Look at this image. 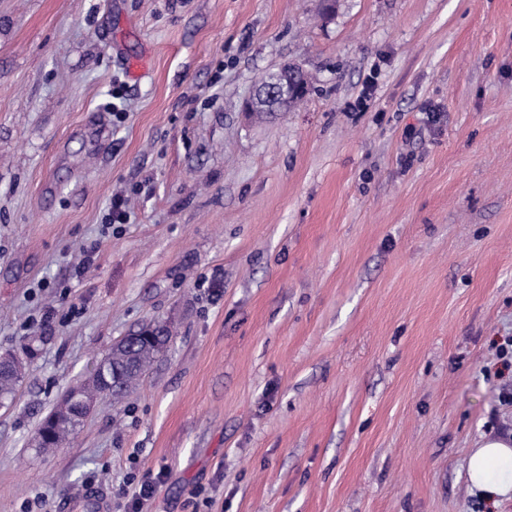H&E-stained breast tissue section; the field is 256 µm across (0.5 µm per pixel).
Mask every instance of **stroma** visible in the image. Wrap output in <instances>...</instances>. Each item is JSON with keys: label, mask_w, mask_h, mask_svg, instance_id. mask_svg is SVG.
<instances>
[{"label": "stroma", "mask_w": 512, "mask_h": 512, "mask_svg": "<svg viewBox=\"0 0 512 512\" xmlns=\"http://www.w3.org/2000/svg\"><path fill=\"white\" fill-rule=\"evenodd\" d=\"M138 62V75L129 65ZM294 62L311 90L247 115ZM124 224L108 220L113 196ZM172 339L62 447L122 337ZM512 0H0V512H512ZM16 354V353H15ZM26 365L20 355L16 354L11 368L0 370V405L4 406L10 401L16 386L21 381ZM81 426L80 419H77L70 411L52 414L44 424L42 420L36 431L38 433L35 442H37L39 447L37 449L45 450L57 447L60 442L76 434ZM48 429L51 431L50 436L46 434ZM512 445L508 440L486 438L473 448L467 460V475L484 499L496 501L512 492ZM169 475L170 471L167 468L160 469L156 474H145L134 487L131 497H129L130 490L123 488V497H129L124 505V512H151L157 488ZM107 499L97 491L86 490L78 498L65 497L57 506V512H108Z\"/></svg>", "instance_id": "1"}]
</instances>
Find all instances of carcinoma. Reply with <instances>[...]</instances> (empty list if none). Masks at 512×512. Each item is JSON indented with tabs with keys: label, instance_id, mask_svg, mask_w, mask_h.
<instances>
[{
	"label": "carcinoma",
	"instance_id": "1",
	"mask_svg": "<svg viewBox=\"0 0 512 512\" xmlns=\"http://www.w3.org/2000/svg\"><path fill=\"white\" fill-rule=\"evenodd\" d=\"M145 333L150 338H138L134 345L125 340L114 346L112 352L98 364L92 383L83 387L76 384L72 390L84 394L91 392L113 401L122 399L150 364L163 353L171 339L169 331L164 327L147 328ZM25 368V362L17 356L12 367L0 370L1 406L11 400ZM80 428L81 421L71 412L54 413L38 427L35 442L41 450L55 448Z\"/></svg>",
	"mask_w": 512,
	"mask_h": 512
}]
</instances>
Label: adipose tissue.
Returning a JSON list of instances; mask_svg holds the SVG:
<instances>
[{"instance_id":"adipose-tissue-1","label":"adipose tissue","mask_w":512,"mask_h":512,"mask_svg":"<svg viewBox=\"0 0 512 512\" xmlns=\"http://www.w3.org/2000/svg\"><path fill=\"white\" fill-rule=\"evenodd\" d=\"M467 475L474 489L486 499L512 493V442L488 438L472 450L467 460Z\"/></svg>"}]
</instances>
